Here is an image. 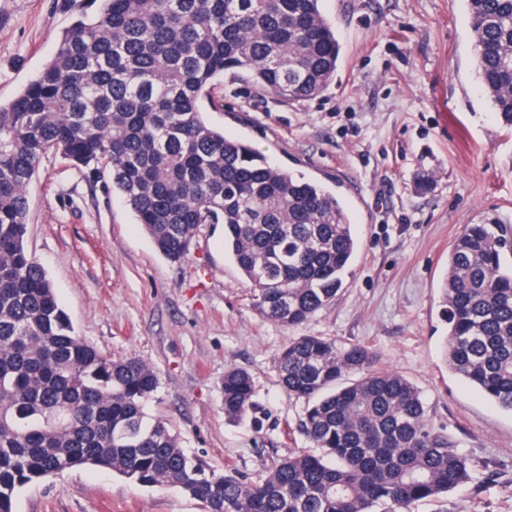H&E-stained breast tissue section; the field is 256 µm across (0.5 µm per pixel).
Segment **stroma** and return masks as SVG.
Returning <instances> with one entry per match:
<instances>
[{
    "label": "stroma",
    "mask_w": 512,
    "mask_h": 512,
    "mask_svg": "<svg viewBox=\"0 0 512 512\" xmlns=\"http://www.w3.org/2000/svg\"><path fill=\"white\" fill-rule=\"evenodd\" d=\"M89 0H0V104L53 56ZM341 46L321 94L282 102L228 77L204 117L272 165L304 174L343 202L360 243L335 302L303 325L258 315L251 285L224 253V230L201 225L185 262L169 263L122 196L57 158L28 186L27 244L76 332L160 378L151 415L209 468L255 473L311 450L302 401L278 384L290 339L365 344L377 368L422 393L435 427L475 463L479 484L412 512H512V413L452 374L441 284L463 225L512 219V130L481 89L466 0H320ZM245 368L255 407L224 417V372ZM15 512H202L174 488L143 487L93 467L26 488Z\"/></svg>",
    "instance_id": "obj_1"
}]
</instances>
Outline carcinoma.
Here are the masks:
<instances>
[{
    "label": "carcinoma",
    "instance_id": "cac0c4a2",
    "mask_svg": "<svg viewBox=\"0 0 512 512\" xmlns=\"http://www.w3.org/2000/svg\"><path fill=\"white\" fill-rule=\"evenodd\" d=\"M319 0H99L53 58L0 105V512L18 494L80 466L144 487H174L203 512H409L474 480L455 438L429 421L420 391L374 368L358 342L298 336L277 357L285 394L306 405L313 449L253 476L217 473L180 448L148 403L158 373L114 361L75 332L26 244L28 185L54 155L91 182L111 180L173 263L202 224L262 316L299 326L331 305L358 250L348 211L319 184L269 163L203 118L225 75L284 102L333 79L340 44ZM479 78L512 128V0H467ZM512 229L466 224L448 255L442 317L448 369L512 411ZM254 384L224 372V417L244 420Z\"/></svg>",
    "mask_w": 512,
    "mask_h": 512
}]
</instances>
